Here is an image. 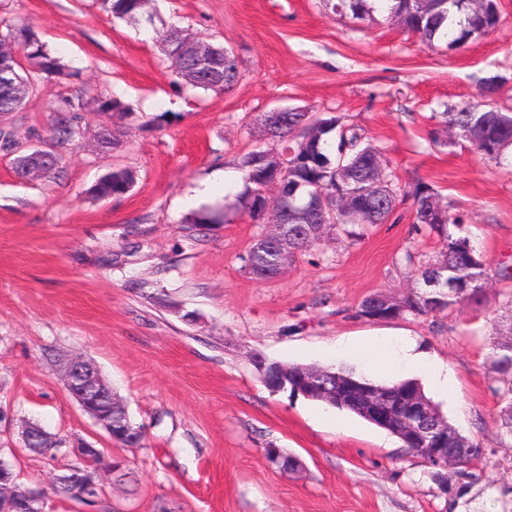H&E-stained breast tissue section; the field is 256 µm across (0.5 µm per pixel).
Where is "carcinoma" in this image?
I'll return each instance as SVG.
<instances>
[{
	"label": "carcinoma",
	"mask_w": 512,
	"mask_h": 512,
	"mask_svg": "<svg viewBox=\"0 0 512 512\" xmlns=\"http://www.w3.org/2000/svg\"><path fill=\"white\" fill-rule=\"evenodd\" d=\"M378 0H327L339 15L351 14L358 18L374 20V13L401 18L403 28L417 36L426 46L433 48L443 42L450 49L494 31L500 23L497 0H490L487 11L474 14L463 8L460 0H386L387 9L376 6ZM104 8L113 17L136 21L143 17L140 0H103ZM0 39L17 44L24 56L31 60V67L22 78L38 88L46 83L71 80L76 72H67L60 59L53 55L38 33L24 23L0 22ZM238 65L224 58V47L215 46V57L207 70L188 84L203 91L219 92L231 88L238 80ZM118 104L101 94L81 93L60 99L55 107L54 131L60 141H71L81 135L76 124L77 112L112 111ZM288 126L267 128L272 141L288 140L291 157L288 167L279 173L259 164L254 153L245 154L240 162L244 172L246 191L238 202L252 219L259 218L262 198L261 184L279 180L288 196L290 211L287 221L292 226L304 224H331L334 230L348 237L363 236L364 228L382 224L393 215L398 205L412 198L413 224L419 230L437 236L442 244L440 258L418 269L424 291L402 298L396 311L372 310L361 303L358 315L369 320H387L404 316H429L441 313L464 301H474L483 292L489 279L488 263L472 244L469 230L459 219L446 214L435 219L431 208L436 193L427 185H419L408 194L396 186L392 174H387L380 194L364 204L357 202L363 189L362 182L370 170V163L378 149L362 139L352 126L342 123L340 116H313L307 112H293ZM445 127H452L455 136L468 141L476 153L484 158L498 160L504 150L512 145V114L499 111L491 102L467 103L445 113ZM107 181L91 188V193L106 199L125 193L134 183V174L117 168L106 174ZM325 185L336 187V197L350 198L349 205L336 204V208L321 209L318 199L312 196L316 188ZM263 234H258L248 252V271L263 280L274 278L277 252L264 246ZM456 283L463 291L462 297L443 296L440 289L428 287V280L436 273ZM492 372L502 378L512 375V339L502 336L493 342L490 360ZM332 378L356 384H369L383 392L406 389L422 390L414 379L393 383H380L356 372L352 368H329Z\"/></svg>",
	"instance_id": "obj_1"
}]
</instances>
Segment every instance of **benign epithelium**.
I'll return each mask as SVG.
<instances>
[{
	"label": "benign epithelium",
	"mask_w": 512,
	"mask_h": 512,
	"mask_svg": "<svg viewBox=\"0 0 512 512\" xmlns=\"http://www.w3.org/2000/svg\"><path fill=\"white\" fill-rule=\"evenodd\" d=\"M169 40L177 45L179 52L189 58L194 70L211 61L210 45L203 39L180 28L166 34ZM0 87L4 89L0 97V112H10L13 103L24 95V85L16 74V68L28 66L26 58L12 50L9 42L0 41ZM31 157L39 160L37 164H24L18 167L23 178L41 176L44 174V162L52 159V154L44 149L31 152ZM286 198L282 196L281 187H276V194L265 204L262 219L266 224L267 238L281 242L279 257L276 265L277 273H283L288 266V225L284 224ZM263 379L274 391L292 389L306 398L330 397L336 404L344 406L356 403L361 413L370 422L383 427L392 428L401 424L403 434L408 436V443L414 446L426 463L446 470L471 463L482 455V449L470 444L458 448L448 447V424L440 411L419 394L406 392L398 399L395 406L373 387H332L323 376V371L313 367L296 374L286 370H268L263 361H258ZM69 393L77 400L82 409L88 413L108 433L110 438H116V429H122L124 436L129 438L131 447L138 446L143 437L141 428L134 426L128 419L127 413L113 418V410L122 403L112 396V390L103 382L97 367L82 359L70 361L63 373ZM77 460L82 462L85 470L72 475L60 473L56 475V483L62 489L77 487V501L82 505L80 512H99L105 500L106 489L103 478L96 468L101 450L83 441L76 442L69 449ZM267 460L283 471H297L302 467L301 460L293 455L284 453L279 448L265 450ZM16 493L14 472L10 462L0 459V502L13 499Z\"/></svg>",
	"instance_id": "obj_1"
}]
</instances>
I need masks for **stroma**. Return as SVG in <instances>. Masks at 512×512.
I'll use <instances>...</instances> for the list:
<instances>
[{
    "instance_id": "35a3bbf8",
    "label": "stroma",
    "mask_w": 512,
    "mask_h": 512,
    "mask_svg": "<svg viewBox=\"0 0 512 512\" xmlns=\"http://www.w3.org/2000/svg\"><path fill=\"white\" fill-rule=\"evenodd\" d=\"M497 2L499 26L451 51L382 15L341 17L323 0H148L152 19L138 24L101 0H0V19L32 24L79 74L0 114L15 140L61 158L55 173L24 180L0 153V448L14 449L21 484L47 489V512H78L50 490L75 458L23 451L30 422L103 449L97 467L116 512H512V433L488 361L490 319L512 304V280L497 275L512 271V147L495 161L434 138L438 112L473 100L489 78L492 102L512 113V0ZM172 26L233 52L237 84L188 90L158 48ZM81 88L120 108L79 113L81 136L57 142L53 108ZM284 108L341 116L381 151L402 191L427 185L473 225L496 272L478 301L428 317H358L370 295L414 292L417 269L441 249L416 230L407 201L361 239L336 234L302 253L281 277L248 274L262 226L237 206L245 181L189 194L217 171L238 172L248 152L285 153L258 122ZM104 126L108 149L97 139ZM115 168L134 172L130 190L92 196ZM197 212L221 220L191 223ZM402 339L447 367L444 390L414 376L479 443L474 465L439 474L352 413L270 391L258 367H347L391 382L409 375L396 358L381 370L361 351ZM74 358L98 367L142 446L111 440L68 393L62 374ZM269 448L297 456L301 470L281 472Z\"/></svg>"
}]
</instances>
